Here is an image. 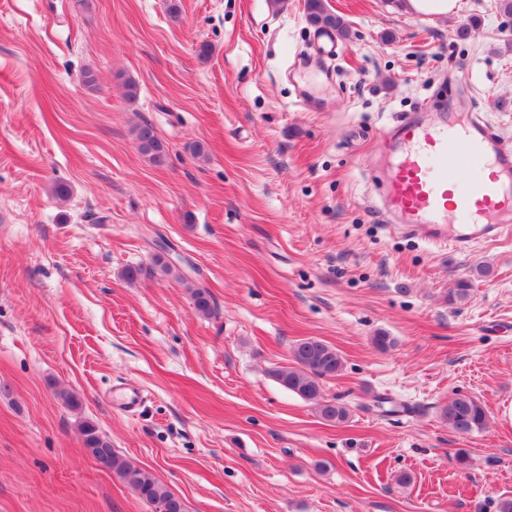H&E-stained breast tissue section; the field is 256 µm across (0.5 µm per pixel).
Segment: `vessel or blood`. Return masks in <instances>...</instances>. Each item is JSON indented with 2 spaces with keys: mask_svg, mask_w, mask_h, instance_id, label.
<instances>
[{
  "mask_svg": "<svg viewBox=\"0 0 512 512\" xmlns=\"http://www.w3.org/2000/svg\"><path fill=\"white\" fill-rule=\"evenodd\" d=\"M384 143L394 163L380 199L405 230L460 250L512 236V145L489 123L410 115Z\"/></svg>",
  "mask_w": 512,
  "mask_h": 512,
  "instance_id": "b4317fda",
  "label": "vessel or blood"
}]
</instances>
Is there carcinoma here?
I'll return each mask as SVG.
<instances>
[{
  "label": "carcinoma",
  "instance_id": "1",
  "mask_svg": "<svg viewBox=\"0 0 512 512\" xmlns=\"http://www.w3.org/2000/svg\"><path fill=\"white\" fill-rule=\"evenodd\" d=\"M305 16L307 22L318 31H332L342 40L350 37L345 19L329 10L325 0H305ZM136 138L140 151L152 163H164L165 145L150 124L138 126ZM176 270L178 267L174 263L158 256L151 266L134 265L125 268L123 278L129 283H138L155 278L160 273L170 275ZM190 294L200 316L209 318L215 315L216 306L208 288L201 284L195 285L190 288ZM291 361L290 366L271 370V377L284 389L313 405L322 419L336 424L347 421L350 408L339 401L327 400L322 394L323 381L334 378L343 371L344 362L338 350L321 339L305 338L293 346ZM442 419L460 435L478 433L487 425V413L481 401L472 395L461 393L448 399V403L442 408ZM80 431L87 452L103 467L116 474L142 500L154 506L155 512H186L183 501L165 484L150 472L131 465L119 456L94 423L84 422Z\"/></svg>",
  "mask_w": 512,
  "mask_h": 512
}]
</instances>
